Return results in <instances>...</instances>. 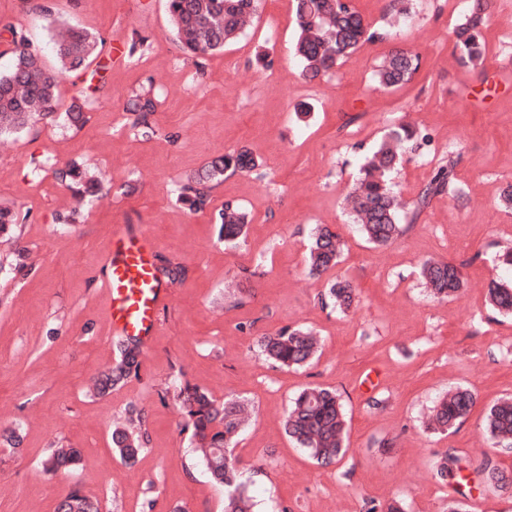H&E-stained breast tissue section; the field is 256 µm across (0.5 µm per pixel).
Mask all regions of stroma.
<instances>
[{
  "label": "stroma",
  "instance_id": "35a3bbf8",
  "mask_svg": "<svg viewBox=\"0 0 512 512\" xmlns=\"http://www.w3.org/2000/svg\"><path fill=\"white\" fill-rule=\"evenodd\" d=\"M378 29L328 76L304 79L293 53L295 0H263L253 24L223 52L185 58L172 40L166 0H51L52 16L25 0H0V21L22 28L47 64L52 29L67 22L106 40L107 70L66 75L59 108L0 137V512H55L69 488L101 512H222L224 490L191 451L172 398L173 375L216 399L248 401L254 413L234 456L252 482L257 512H366L402 502L405 512H512V493L489 482L479 464L495 455L512 479V451L491 453L480 426L512 395V318L487 304L497 258L512 249V211L499 204L512 183V0H489L482 66L464 63L452 30L469 0H411V13L387 26L389 0H352ZM418 54L413 80L387 90L375 79L392 52ZM152 90L157 136L136 137L126 105ZM88 95L86 121L65 110ZM404 122L425 139L392 174L406 203L397 239L366 241L346 195L364 155ZM246 149L259 172L225 174L208 208L178 201L177 182L215 157ZM454 161L461 200L420 193ZM101 174L107 195L75 198L55 177L71 163ZM249 214L244 236L226 242L216 217L225 202ZM138 224L154 240L158 263H180L159 331L142 347L138 377L104 397L94 381L112 368L113 338L102 288L113 229ZM343 245L327 273L309 271L315 225ZM461 271L459 297L432 300L420 276L425 261ZM354 287L347 311L334 308L336 278ZM304 328L320 339L310 365L273 366L261 337ZM336 388L349 420L348 451L321 466L290 441L284 419L305 386ZM470 388L463 423L431 432L422 421L451 386ZM144 409L150 442L134 466L112 449V423L128 403ZM15 435L22 455H10ZM79 448L66 479L41 473L49 448ZM461 457L463 494L434 476L439 456Z\"/></svg>",
  "mask_w": 512,
  "mask_h": 512
}]
</instances>
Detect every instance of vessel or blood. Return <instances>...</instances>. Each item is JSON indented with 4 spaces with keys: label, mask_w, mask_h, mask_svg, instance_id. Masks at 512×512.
Masks as SVG:
<instances>
[{
    "label": "vessel or blood",
    "mask_w": 512,
    "mask_h": 512,
    "mask_svg": "<svg viewBox=\"0 0 512 512\" xmlns=\"http://www.w3.org/2000/svg\"><path fill=\"white\" fill-rule=\"evenodd\" d=\"M103 285L113 335L142 343L156 335L171 284L161 272L148 233L130 225L113 230Z\"/></svg>",
    "instance_id": "obj_1"
}]
</instances>
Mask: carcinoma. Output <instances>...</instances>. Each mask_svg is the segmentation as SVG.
I'll use <instances>...</instances> for the list:
<instances>
[{
	"label": "carcinoma",
	"mask_w": 512,
	"mask_h": 512,
	"mask_svg": "<svg viewBox=\"0 0 512 512\" xmlns=\"http://www.w3.org/2000/svg\"><path fill=\"white\" fill-rule=\"evenodd\" d=\"M171 35L187 58L221 52L245 29L244 19L257 14L260 0H166ZM487 0H473L453 34L455 48L461 58L471 64L484 61L481 29L487 20ZM296 23L298 38L295 53L302 62V76L313 80L346 62L357 47L380 37L364 22L351 4L341 0H297ZM11 33L14 60L10 70L0 74V135L21 129L30 122L56 112L59 104V75L87 68L102 53L105 43L99 34L79 26L60 24L54 29L53 42L56 65L47 67L40 53L25 34L11 24L0 27ZM419 69V56L397 50L387 57L378 70L379 85L397 88L412 80ZM126 111L136 115L133 126L140 135L155 134L148 116L157 111L155 95L143 90L130 99ZM423 140L420 131L410 124L392 128L381 142L364 158L351 192L348 195L355 222L360 224L369 242L384 246L398 234L402 202L393 189L390 173L400 161L402 151H415ZM258 166L255 157L241 151L210 161L201 175L189 178L178 187V195L194 211L210 203L209 190L224 179V173L248 172ZM67 187L83 184L87 191L111 190L112 184L86 173L77 165L56 173ZM448 190L452 196H462L455 185L452 170L442 166L429 187L420 195L426 203L429 195ZM224 241L233 242L243 233L248 215L232 202L224 203L219 212ZM338 236L326 226H317L309 248L310 271L320 275L339 263ZM429 294L437 299L456 295L463 288L461 272L451 263L427 262L421 268ZM329 296L341 311L349 309L354 300L350 282L338 278ZM488 296L500 313L512 315V282L492 281ZM319 338L312 332L288 328L260 338L262 354L282 368L307 365L317 352ZM118 358L109 374L95 385L100 395L124 385L138 375L141 368V345L135 340H123L116 345ZM165 393L172 396L185 427L191 430L193 451L205 467L211 480L224 486V512H254L255 503L249 485L240 479L231 449L247 421L248 405L239 399L219 401L208 391L188 382L172 381ZM475 404V394L467 387L448 390L435 403L427 429L445 432L462 423ZM285 430L297 447L304 449L317 463L330 465L347 452L348 428L346 413L336 390L309 386L291 401L285 420ZM484 433L495 449H512V396L494 403L483 423ZM149 428L144 410L131 402L123 420L112 429V445L122 463L135 464L146 451ZM81 452L77 448H52L41 461V469L57 475L77 466ZM460 459L448 453L437 461L435 476L456 487L462 483ZM56 512H100L98 502L83 496L76 488L63 495Z\"/></svg>",
	"instance_id": "obj_1"
}]
</instances>
